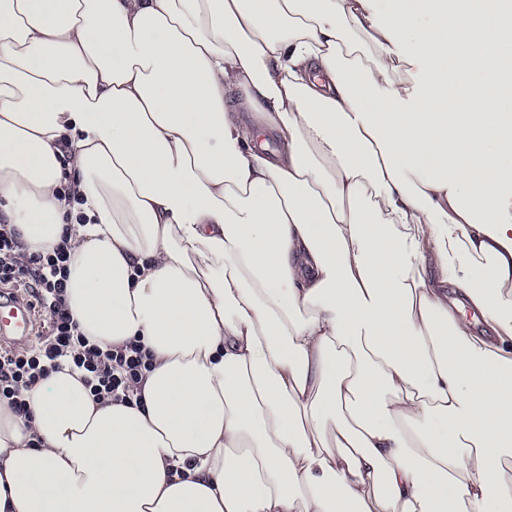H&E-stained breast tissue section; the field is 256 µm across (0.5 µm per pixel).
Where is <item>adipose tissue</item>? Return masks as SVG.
Here are the masks:
<instances>
[{
  "label": "adipose tissue",
  "instance_id": "ef3b65f1",
  "mask_svg": "<svg viewBox=\"0 0 512 512\" xmlns=\"http://www.w3.org/2000/svg\"><path fill=\"white\" fill-rule=\"evenodd\" d=\"M0 211L153 363L0 512H512V0H0Z\"/></svg>",
  "mask_w": 512,
  "mask_h": 512
}]
</instances>
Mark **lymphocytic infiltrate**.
<instances>
[{"mask_svg": "<svg viewBox=\"0 0 512 512\" xmlns=\"http://www.w3.org/2000/svg\"><path fill=\"white\" fill-rule=\"evenodd\" d=\"M70 253L59 245L48 255L26 254L15 229L0 222V285L29 289L44 316L45 333L37 347H0V400L27 415V391L69 359L83 370L84 382L96 401L130 402L141 395L152 368L149 353L137 341L117 347L91 343L81 332L66 302Z\"/></svg>", "mask_w": 512, "mask_h": 512, "instance_id": "f902f5d3", "label": "lymphocytic infiltrate"}]
</instances>
